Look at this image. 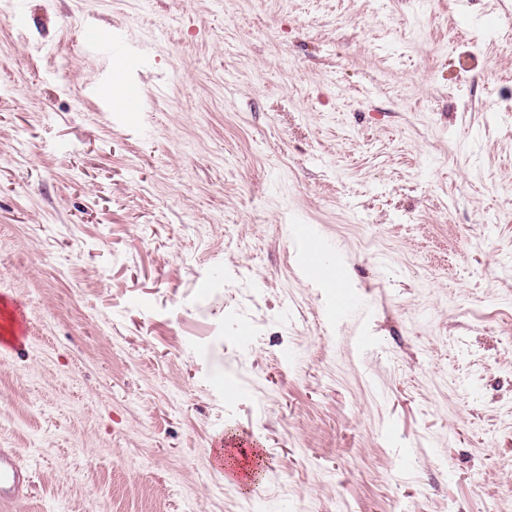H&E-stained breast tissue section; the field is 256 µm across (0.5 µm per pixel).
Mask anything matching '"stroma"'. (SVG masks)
Masks as SVG:
<instances>
[{
  "instance_id": "obj_1",
  "label": "stroma",
  "mask_w": 512,
  "mask_h": 512,
  "mask_svg": "<svg viewBox=\"0 0 512 512\" xmlns=\"http://www.w3.org/2000/svg\"><path fill=\"white\" fill-rule=\"evenodd\" d=\"M458 2L0 0L13 512H512V0ZM12 315L14 325L16 327L15 335L1 336L0 338V352L6 353L16 350L22 344V337L24 335V328L26 324V314L22 307L13 305Z\"/></svg>"
}]
</instances>
